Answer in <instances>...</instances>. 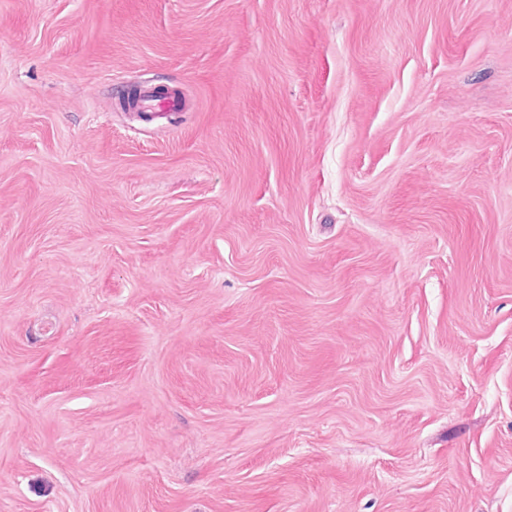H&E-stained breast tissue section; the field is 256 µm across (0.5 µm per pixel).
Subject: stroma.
<instances>
[{
	"instance_id": "obj_1",
	"label": "stroma",
	"mask_w": 512,
	"mask_h": 512,
	"mask_svg": "<svg viewBox=\"0 0 512 512\" xmlns=\"http://www.w3.org/2000/svg\"><path fill=\"white\" fill-rule=\"evenodd\" d=\"M0 512H512V0H0Z\"/></svg>"
}]
</instances>
